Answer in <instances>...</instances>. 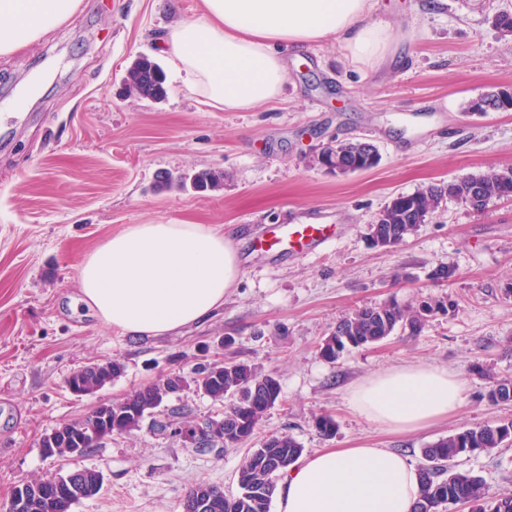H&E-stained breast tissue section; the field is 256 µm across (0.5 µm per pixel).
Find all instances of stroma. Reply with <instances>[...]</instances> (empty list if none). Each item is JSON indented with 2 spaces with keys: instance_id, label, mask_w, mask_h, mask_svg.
Instances as JSON below:
<instances>
[{
  "instance_id": "35a3bbf8",
  "label": "stroma",
  "mask_w": 512,
  "mask_h": 512,
  "mask_svg": "<svg viewBox=\"0 0 512 512\" xmlns=\"http://www.w3.org/2000/svg\"><path fill=\"white\" fill-rule=\"evenodd\" d=\"M201 0H81L45 40L0 57V507L33 478L93 468L101 492L73 512H183L190 486L237 491L248 445L201 454L148 425L81 457L44 456L42 438L102 402L122 400L166 375L187 384L164 400L185 424L222 417L197 391V367L240 361L276 376L281 397L255 437L324 448H387L421 464L422 450L461 426L512 420L494 405L479 368L512 376V198L475 212L449 203L394 248L373 246L370 226L396 195L512 167V111H469L477 98L512 92V35L492 22L512 0H381L394 26V62L353 66L336 43L287 51L281 98L249 111L203 104L172 68L159 40L197 17ZM166 74L159 103L130 97L124 78L139 54ZM365 140L380 155L339 176L317 160L333 141ZM223 173L215 191L167 186L165 174ZM223 226L241 278L203 323L163 337L125 336L74 310L85 254L130 224ZM278 224H334L325 252L295 258L261 251ZM452 265L453 278L434 269ZM447 300L419 336L395 333L336 362L318 347L355 309L394 300ZM119 361L122 375L73 396L68 376ZM431 363L466 383L448 420L411 434L380 429L346 406L363 377ZM331 416L332 436L314 421ZM457 468L512 490V447L462 457Z\"/></svg>"
}]
</instances>
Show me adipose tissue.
<instances>
[{"instance_id":"adipose-tissue-1","label":"adipose tissue","mask_w":512,"mask_h":512,"mask_svg":"<svg viewBox=\"0 0 512 512\" xmlns=\"http://www.w3.org/2000/svg\"><path fill=\"white\" fill-rule=\"evenodd\" d=\"M81 0H0V57L41 41ZM336 41L350 63L381 70L394 46L377 0H202L197 18L172 24L164 53L190 89L217 109L251 110L280 97L285 52ZM241 275L238 250L211 224H131L82 261L74 306L130 336H161L206 320ZM465 384L447 369L407 364L349 388L348 407L409 433L456 414ZM416 468L385 448H326L289 467L276 512H412Z\"/></svg>"}]
</instances>
